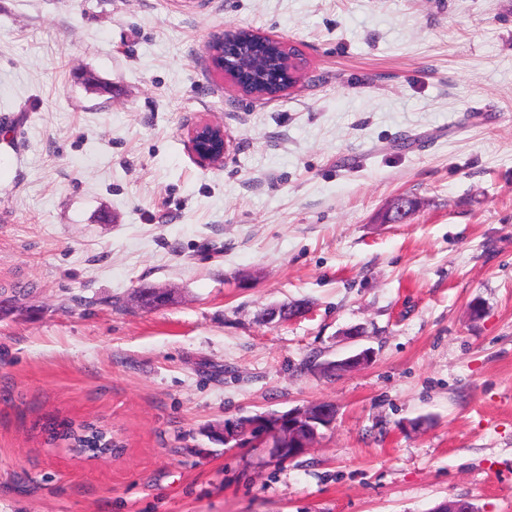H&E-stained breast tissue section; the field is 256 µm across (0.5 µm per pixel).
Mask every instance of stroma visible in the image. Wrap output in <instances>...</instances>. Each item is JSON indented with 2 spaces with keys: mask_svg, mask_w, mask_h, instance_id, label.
<instances>
[{
  "mask_svg": "<svg viewBox=\"0 0 512 512\" xmlns=\"http://www.w3.org/2000/svg\"><path fill=\"white\" fill-rule=\"evenodd\" d=\"M228 29L290 41L299 82L241 92L207 51ZM315 402L336 424L290 461L205 433ZM459 496L512 512V0H0V512ZM199 142L215 145V148L201 153L195 150V145ZM190 149L196 161L204 167H211L220 164L227 150V135L224 127L213 122H203L198 124L190 135ZM57 427L60 430L56 434H59L61 439L68 441L70 448H79V454H91L88 448H105L106 451L97 458L100 460L111 458L112 455L121 451V448H109L107 441L109 435L106 436L102 428L96 427L92 423L76 425L71 421H61L57 423Z\"/></svg>",
  "mask_w": 512,
  "mask_h": 512,
  "instance_id": "obj_1",
  "label": "stroma"
}]
</instances>
